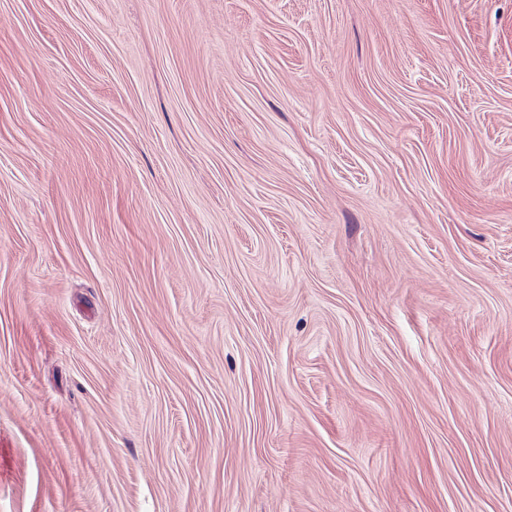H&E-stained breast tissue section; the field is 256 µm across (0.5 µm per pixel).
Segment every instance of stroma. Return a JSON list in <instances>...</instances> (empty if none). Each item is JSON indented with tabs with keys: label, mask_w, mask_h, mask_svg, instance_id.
Segmentation results:
<instances>
[{
	"label": "stroma",
	"mask_w": 512,
	"mask_h": 512,
	"mask_svg": "<svg viewBox=\"0 0 512 512\" xmlns=\"http://www.w3.org/2000/svg\"><path fill=\"white\" fill-rule=\"evenodd\" d=\"M0 512H512V0H0Z\"/></svg>",
	"instance_id": "35a3bbf8"
}]
</instances>
